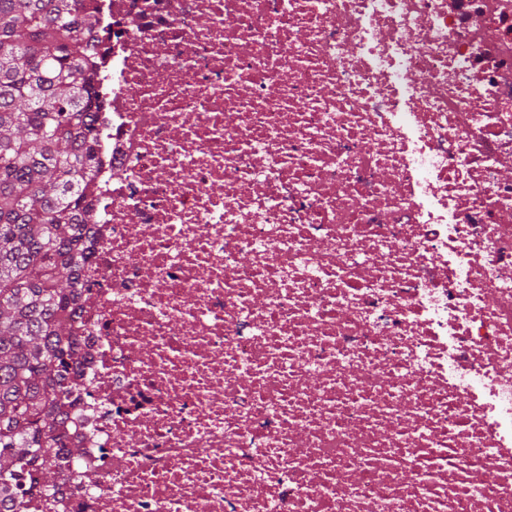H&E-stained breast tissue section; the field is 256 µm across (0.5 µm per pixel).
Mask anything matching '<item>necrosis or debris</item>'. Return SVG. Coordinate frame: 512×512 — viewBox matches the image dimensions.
Wrapping results in <instances>:
<instances>
[{"instance_id": "4bbe7bcc", "label": "necrosis or debris", "mask_w": 512, "mask_h": 512, "mask_svg": "<svg viewBox=\"0 0 512 512\" xmlns=\"http://www.w3.org/2000/svg\"><path fill=\"white\" fill-rule=\"evenodd\" d=\"M73 476L25 512H512V0H101Z\"/></svg>"}]
</instances>
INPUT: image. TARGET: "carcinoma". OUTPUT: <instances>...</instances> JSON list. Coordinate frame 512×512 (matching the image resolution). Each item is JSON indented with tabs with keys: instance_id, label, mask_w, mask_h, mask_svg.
Listing matches in <instances>:
<instances>
[{
	"instance_id": "carcinoma-1",
	"label": "carcinoma",
	"mask_w": 512,
	"mask_h": 512,
	"mask_svg": "<svg viewBox=\"0 0 512 512\" xmlns=\"http://www.w3.org/2000/svg\"><path fill=\"white\" fill-rule=\"evenodd\" d=\"M95 0H0V499L71 475L64 411L97 167Z\"/></svg>"
}]
</instances>
